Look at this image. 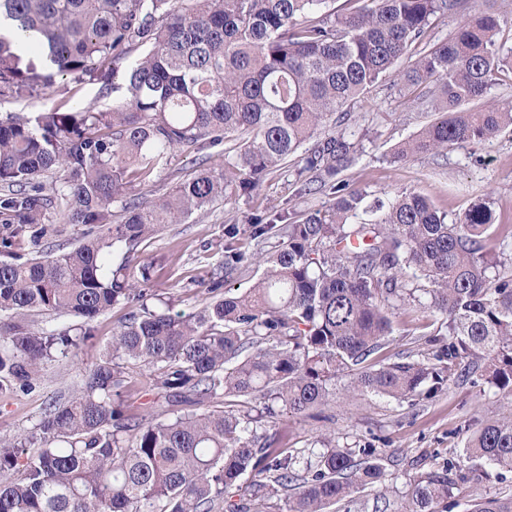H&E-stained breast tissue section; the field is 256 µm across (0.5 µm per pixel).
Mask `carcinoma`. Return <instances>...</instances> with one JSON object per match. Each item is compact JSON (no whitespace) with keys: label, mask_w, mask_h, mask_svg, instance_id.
Here are the masks:
<instances>
[{"label":"carcinoma","mask_w":512,"mask_h":512,"mask_svg":"<svg viewBox=\"0 0 512 512\" xmlns=\"http://www.w3.org/2000/svg\"><path fill=\"white\" fill-rule=\"evenodd\" d=\"M0 0V99L41 98L56 79L124 89L103 108L58 105L0 120V393H30L44 367L78 353L96 319L128 308L112 342L72 397L55 400L26 434L0 439V512H336L371 488L387 512L384 450L322 434L289 450L272 423L314 417L346 377L350 398L413 403L481 373L512 397V225L487 248L495 217L478 202L453 220L411 190L368 199L336 179L357 145L326 131L403 57L404 83L436 118L392 153L396 161L482 142L512 128V101L485 102L497 84L500 20L483 13L447 41L432 18L461 0ZM142 49L134 60L129 54ZM123 77V83L114 79ZM219 148L168 194L138 201L175 152ZM305 182L329 186L333 207L298 216L266 210L224 225V262L188 314L152 287L142 254L167 224L217 198L256 191L304 144ZM128 199L112 223V203ZM63 206L88 226L46 259L44 214ZM277 236L257 259L242 240ZM262 266L241 293L226 284ZM434 318L422 348L379 360L396 307ZM78 322L44 332L33 312ZM173 417L125 404L130 367ZM465 459L416 480L403 512H447L461 463L512 472V409L475 415ZM263 494L245 504L236 493ZM469 512H512V495Z\"/></svg>","instance_id":"1"}]
</instances>
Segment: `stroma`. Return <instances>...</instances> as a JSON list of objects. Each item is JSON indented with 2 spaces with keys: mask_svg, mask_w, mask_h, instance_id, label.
Instances as JSON below:
<instances>
[{
  "mask_svg": "<svg viewBox=\"0 0 512 512\" xmlns=\"http://www.w3.org/2000/svg\"><path fill=\"white\" fill-rule=\"evenodd\" d=\"M481 11L496 13L503 36H512V0H466L461 9L433 19L429 41H446L469 16ZM401 73V68H394L364 97L351 103L347 121L336 125V132L360 143L355 161L341 172V179L384 199L405 189L415 191L451 218L483 200L491 207L497 223H512V132L478 144L455 145L438 155L390 160V150L432 118L431 113L414 104L412 92L401 82ZM65 96L74 107L91 100L108 107L116 98L115 92L101 91L99 84L72 83L67 92L54 88L38 100L0 101V118L34 115L53 108ZM300 167L297 159H290L268 175L252 195L230 204L217 200L186 223L169 224L160 231L146 248L143 259L153 265L155 286L170 294L175 311L189 313L203 302L201 284L224 259L226 224L247 223L272 208L322 213L332 207L335 196L330 190L301 193ZM197 172V165L188 155L175 154L142 196L148 200L159 197ZM124 315V308L117 306L97 318L92 342L77 356L48 363L31 393L0 394V438L30 431L47 403L74 394L101 349L111 342ZM422 322L421 314L402 307L395 310L394 331L385 340L382 358L393 361L398 352L413 346L422 332ZM508 407L511 406L506 399L487 384L464 382L450 385L436 399L413 405L377 396L349 402L340 395L328 413L333 417L330 427L335 430L339 445L355 447L369 441L383 449V463L393 478L389 498L396 510L422 473L459 458L473 416L492 420ZM493 495H512V472L499 477L487 467L473 465L457 484L452 512H464L476 498Z\"/></svg>",
  "mask_w": 512,
  "mask_h": 512,
  "instance_id": "1",
  "label": "stroma"
}]
</instances>
